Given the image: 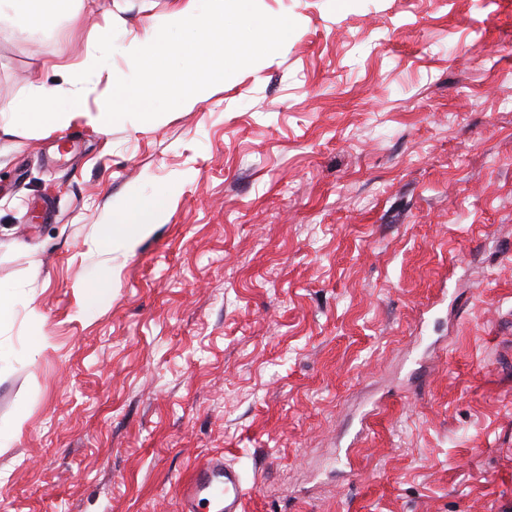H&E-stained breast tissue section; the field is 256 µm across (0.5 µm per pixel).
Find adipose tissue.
<instances>
[{
  "mask_svg": "<svg viewBox=\"0 0 512 512\" xmlns=\"http://www.w3.org/2000/svg\"><path fill=\"white\" fill-rule=\"evenodd\" d=\"M202 0H187L186 4L174 10L166 19L168 29L180 30L187 27L200 30L201 35L193 41H171L162 37L157 24L145 27L142 36L128 48L126 55L132 68L152 69L154 63L179 52L188 59L223 58L225 51L237 53L246 58L253 48L256 38H264L267 44L275 45L291 38L294 34L288 22H272L253 25L251 0H232L235 12L225 16L223 0H214L209 13H201ZM220 25L223 35L213 38V25ZM60 75L57 83L46 81L35 85L31 98L25 100L0 99V131L14 134L20 119H27L30 127L41 131H55L79 119L98 131H105L112 125L124 122L129 114L146 110L150 98L143 88L115 80L109 95L97 110L87 107L88 90L80 86L71 76L69 68L55 67ZM159 203L152 199H134L125 209L112 214L106 224L101 245L104 251H111L113 245H120L131 252L142 239L147 237L161 218Z\"/></svg>",
  "mask_w": 512,
  "mask_h": 512,
  "instance_id": "obj_1",
  "label": "adipose tissue"
}]
</instances>
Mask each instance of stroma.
<instances>
[{"instance_id": "35a3bbf8", "label": "stroma", "mask_w": 512, "mask_h": 512, "mask_svg": "<svg viewBox=\"0 0 512 512\" xmlns=\"http://www.w3.org/2000/svg\"><path fill=\"white\" fill-rule=\"evenodd\" d=\"M173 6L0 22V96L150 83L112 46ZM253 10L296 35L202 100L175 54L153 117L0 155V512H178L218 453L246 512H512V0ZM142 194L163 223L99 251Z\"/></svg>"}]
</instances>
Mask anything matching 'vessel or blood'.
I'll use <instances>...</instances> for the list:
<instances>
[{"mask_svg": "<svg viewBox=\"0 0 512 512\" xmlns=\"http://www.w3.org/2000/svg\"><path fill=\"white\" fill-rule=\"evenodd\" d=\"M176 488L180 512H244L249 494L241 472L220 456L179 479Z\"/></svg>", "mask_w": 512, "mask_h": 512, "instance_id": "1", "label": "vessel or blood"}]
</instances>
